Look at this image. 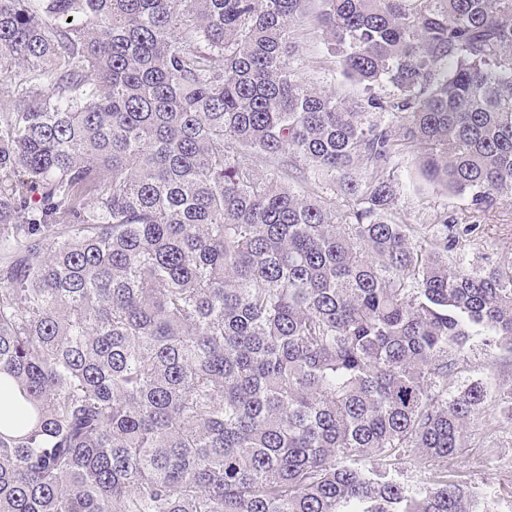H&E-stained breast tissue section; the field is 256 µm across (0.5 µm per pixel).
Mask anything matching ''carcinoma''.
Returning <instances> with one entry per match:
<instances>
[{"label":"carcinoma","instance_id":"carcinoma-1","mask_svg":"<svg viewBox=\"0 0 512 512\" xmlns=\"http://www.w3.org/2000/svg\"><path fill=\"white\" fill-rule=\"evenodd\" d=\"M308 3L0 0V512H491L445 462L512 388L448 384L512 262L394 160L512 196V0H321L352 103ZM320 1L310 3L309 16L298 29H295L293 42L303 58L298 70L303 78L336 89V92L349 99L360 96V88L352 84L343 74L339 58L328 53L322 32L317 28L315 15L320 9ZM395 165L401 179L395 207V219L400 224H419L434 213L448 214L449 219L455 218L460 224L477 221L481 225L479 233H474L473 238L465 242L467 259L474 265L502 264L512 260V199L501 197L485 214L476 212L468 197L437 191L421 180L409 183L410 158L401 156L395 160Z\"/></svg>","mask_w":512,"mask_h":512}]
</instances>
